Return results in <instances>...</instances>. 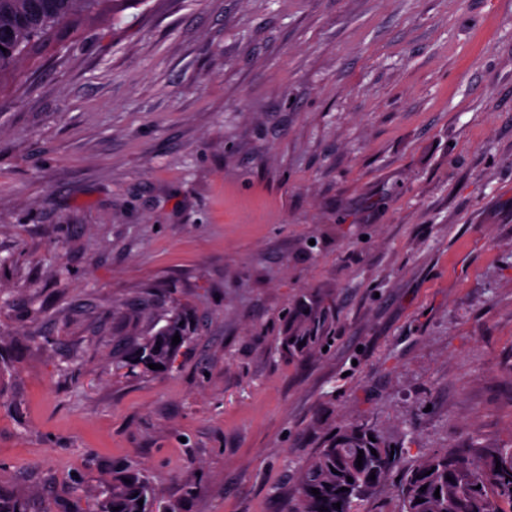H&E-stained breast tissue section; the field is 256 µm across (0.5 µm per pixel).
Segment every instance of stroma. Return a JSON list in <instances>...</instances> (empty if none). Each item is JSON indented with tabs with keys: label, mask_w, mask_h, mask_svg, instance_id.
<instances>
[{
	"label": "stroma",
	"mask_w": 512,
	"mask_h": 512,
	"mask_svg": "<svg viewBox=\"0 0 512 512\" xmlns=\"http://www.w3.org/2000/svg\"><path fill=\"white\" fill-rule=\"evenodd\" d=\"M362 427L512 443V0H125L0 77L1 495L286 512ZM180 322H183V325H180ZM175 334H179L180 342L177 345H172V338ZM188 338L186 314L174 312L162 328L155 334L137 340L133 344L129 356L125 360L113 361L112 367L119 370L130 364H141L146 368H149L148 364H159L165 369L174 362L180 348L188 341ZM157 342H160V345H157ZM156 347H159V350H156ZM130 479V483H125ZM154 490L138 472L125 469L119 472L112 482V487L107 483L99 492L95 502L96 512H152L150 509L154 501ZM143 499V505L138 501ZM114 507H120L115 511Z\"/></svg>",
	"instance_id": "1"
}]
</instances>
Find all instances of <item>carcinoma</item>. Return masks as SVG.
I'll return each mask as SVG.
<instances>
[{
	"label": "carcinoma",
	"instance_id": "obj_1",
	"mask_svg": "<svg viewBox=\"0 0 512 512\" xmlns=\"http://www.w3.org/2000/svg\"><path fill=\"white\" fill-rule=\"evenodd\" d=\"M107 1L117 2L0 0V75L24 70L77 34L98 17ZM176 335L180 343L174 345ZM187 341L186 314L174 312L162 328L137 340L129 356L112 362V367L119 370L130 364H159L166 368ZM368 435L364 428L352 430L310 457L299 473L296 497L287 512H320L322 507L328 512H355L356 502L375 497L396 471L401 472L394 485L399 512H512L511 445L478 448L471 456L439 451L406 467L402 464L403 447L392 445L379 433L372 440ZM361 451L364 455L359 467ZM349 477L353 482L347 481ZM342 487L346 491H340ZM314 488L319 495L311 493ZM153 501L149 483L138 472L125 469L112 484L103 486L95 507L96 512H152Z\"/></svg>",
	"mask_w": 512,
	"mask_h": 512
}]
</instances>
